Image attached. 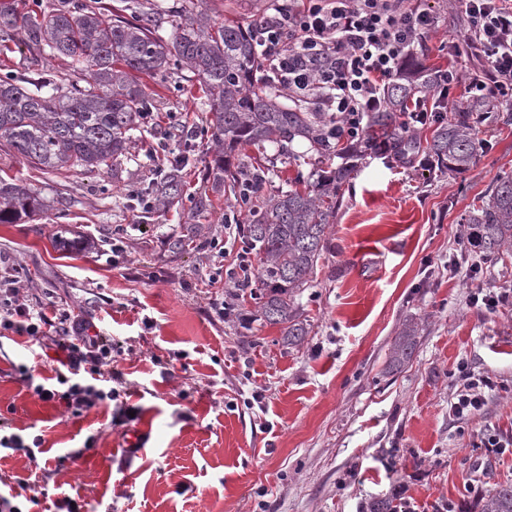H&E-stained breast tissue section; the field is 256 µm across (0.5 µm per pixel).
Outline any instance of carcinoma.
Wrapping results in <instances>:
<instances>
[{"mask_svg":"<svg viewBox=\"0 0 512 512\" xmlns=\"http://www.w3.org/2000/svg\"><path fill=\"white\" fill-rule=\"evenodd\" d=\"M199 0H185L180 10L159 0H127L129 17H110L100 8L74 3L42 17L22 14L17 0H0V35L13 33L39 52L70 59L73 70L89 75L87 85L69 91L47 81L19 84L0 79V138L25 161L46 170L79 167L102 171L128 153L132 132L140 130L147 98L130 73L154 74L171 62L194 71L209 96L215 150L207 169L213 188H227L247 212L242 234L246 252L260 257L257 275L249 270L235 280V299L249 293L257 317L280 328L290 345L309 334L296 297L308 287L310 275L328 249V229L336 217L341 186L349 181L367 151L381 149L403 156L416 149L412 131L403 122L409 103L419 107L437 99L442 72L409 62L386 87V105L366 117L362 138L342 152L336 168L317 176L308 191L288 190L265 196L267 172L232 162L247 146L283 144L297 137L312 147L330 150V121L285 103L283 89L266 81L255 84L264 62L250 26L218 23L198 9ZM177 17L176 33L164 42L158 35L163 20ZM489 107L485 99L454 108L435 123L427 142L428 162L439 172L462 174L476 163L478 143L474 115ZM164 197H179L174 173L157 184ZM42 208L40 197L26 186L0 179V224H16ZM467 241L482 257L512 247V174L496 181L488 202L469 213ZM414 329L395 341L390 366L410 361L415 352ZM480 512H512V484L484 495Z\"/></svg>","mask_w":512,"mask_h":512,"instance_id":"cac0c4a2","label":"carcinoma"}]
</instances>
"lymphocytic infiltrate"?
Masks as SVG:
<instances>
[{
  "label": "lymphocytic infiltrate",
  "mask_w": 512,
  "mask_h": 512,
  "mask_svg": "<svg viewBox=\"0 0 512 512\" xmlns=\"http://www.w3.org/2000/svg\"><path fill=\"white\" fill-rule=\"evenodd\" d=\"M471 29L464 42L449 41L450 51L467 45L481 59L470 78L480 97L512 102V0H464ZM275 24L259 26L257 37L270 72L292 95L314 98L339 134L356 137L366 113L384 106V90L421 30L434 18L422 0H274ZM20 277L0 269V329L52 341L66 354L68 374L56 386L34 388L45 402L65 400L71 416L108 399L96 384L70 383L87 373L97 381L117 377L112 367V339L86 335V324L64 311L46 313L41 305L22 302ZM461 384L451 406L461 418L479 412L492 388L488 376L460 369Z\"/></svg>",
  "instance_id": "f902f5d3"
}]
</instances>
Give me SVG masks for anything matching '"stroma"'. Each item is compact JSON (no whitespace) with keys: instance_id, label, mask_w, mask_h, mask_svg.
I'll return each mask as SVG.
<instances>
[{"instance_id":"1","label":"stroma","mask_w":512,"mask_h":512,"mask_svg":"<svg viewBox=\"0 0 512 512\" xmlns=\"http://www.w3.org/2000/svg\"><path fill=\"white\" fill-rule=\"evenodd\" d=\"M426 7L437 24L410 51L458 73L449 96L466 104L467 77L481 63L467 49L449 54L448 42L464 39L468 18L458 0ZM5 76L82 81L63 58L16 38L0 40ZM136 80L152 104L144 132L104 174L45 171L0 141V177L43 202L21 223L0 224V261L20 268L23 298L111 336L121 374L114 399L70 416L64 401L34 392L60 370L55 355L0 333V417L36 446L31 456L0 453V494L34 482L44 492L40 512H58L65 499L80 512H364L397 491L412 512H480L484 495L512 483V455L486 463L475 446L489 425L512 434V303L489 312L471 297L481 287L512 294V249L478 261L464 217L512 172V104L495 102L475 126L479 156L469 172L365 155L340 190L329 248L298 297L310 333L290 347L278 327L256 320L249 296L224 316L209 305L230 291L219 266L245 242L224 226L235 196L205 179L211 114L200 79L179 65ZM260 153L272 194L304 190L313 170L340 162L301 138L239 157ZM175 165L178 202L146 210L131 198ZM63 231L81 240L78 251L54 249ZM180 236L185 248L172 250ZM409 324L414 356L388 372ZM464 364L495 386L481 411L457 419L450 406ZM138 431L145 448L126 452Z\"/></svg>"}]
</instances>
